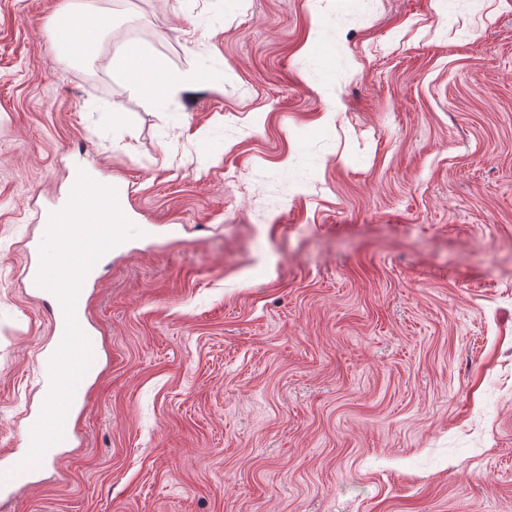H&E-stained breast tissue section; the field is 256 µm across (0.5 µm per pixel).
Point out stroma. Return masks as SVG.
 Returning a JSON list of instances; mask_svg holds the SVG:
<instances>
[{
    "mask_svg": "<svg viewBox=\"0 0 512 512\" xmlns=\"http://www.w3.org/2000/svg\"><path fill=\"white\" fill-rule=\"evenodd\" d=\"M0 0V455L76 167L140 228L91 280L77 438L0 512H512V0ZM197 82L131 98L118 34ZM72 13H77L83 15L90 19V21H96L97 24L94 28L100 25L99 16L95 13L90 12H78L71 9H66L61 11L55 18V29L56 31L61 28L62 25H65L68 21L70 15ZM101 19V18H100ZM100 29V26L89 36V40L86 39L83 35L84 31L87 29L83 24H75L72 25L67 31L66 34L72 44L71 52L69 53V57L76 61H84L90 59L97 50V43L93 37L95 33H97ZM80 171H83L94 182L114 189L115 194H116L117 204L119 206L120 211L128 220L130 219V212L127 207V201L130 196L129 186H126L123 182H121L119 180L112 181V179H104V178L98 176L93 171L78 170L75 172V174L73 176L72 189L78 180Z\"/></svg>",
    "mask_w": 512,
    "mask_h": 512,
    "instance_id": "35a3bbf8",
    "label": "stroma"
}]
</instances>
